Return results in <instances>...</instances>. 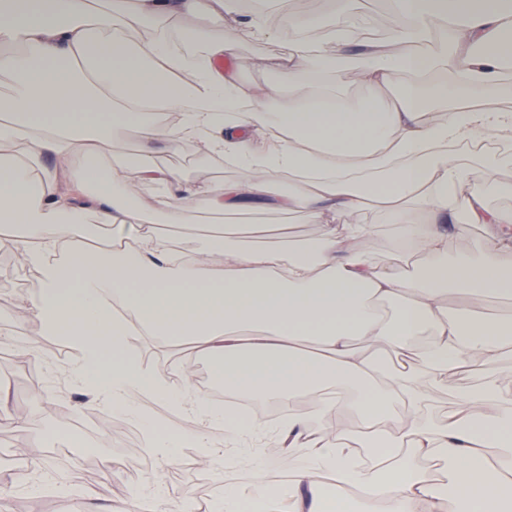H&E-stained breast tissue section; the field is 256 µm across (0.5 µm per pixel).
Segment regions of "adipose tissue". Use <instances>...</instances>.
<instances>
[{
	"instance_id": "obj_1",
	"label": "adipose tissue",
	"mask_w": 512,
	"mask_h": 512,
	"mask_svg": "<svg viewBox=\"0 0 512 512\" xmlns=\"http://www.w3.org/2000/svg\"><path fill=\"white\" fill-rule=\"evenodd\" d=\"M330 5L338 23L318 44L300 36L317 16L287 17L294 37L268 67L292 75L303 66L309 76L272 97L229 66L235 28L275 35L263 12L242 13L236 0H109L103 14L90 0H0V73L12 78L0 101V247L37 272L30 308L66 338L70 379L104 412H135L144 393L205 408L188 381L172 383L129 355L131 334L193 340L233 397L294 404L313 395L307 411L292 407L277 425L286 459L306 453L279 493L266 482L270 462L243 452L267 435L262 418L211 413L231 439L226 451L208 450L203 434L145 423L164 463L176 449L203 448L213 469L248 468L251 481L226 488L212 512H240L246 501L263 512H448L452 495L465 512H512V378L499 369L512 359V323L487 312L491 300H512V209L466 193L479 178L512 196V181L476 172L451 150L512 129L511 109L478 101L512 73V0H393L388 47L361 34L352 0ZM192 16L209 21L188 32L205 48L193 61L169 34ZM346 71L361 89L350 100L326 78ZM431 96L453 105L429 108ZM130 130L145 143L231 157L254 177L199 196L148 157L113 159ZM138 182L166 191L147 204ZM369 204L393 226L390 260L359 248L373 234L357 221ZM269 208L326 230L287 250L236 246L251 233L236 226L208 235L185 264L155 233L200 211ZM90 224L131 233L90 246L81 241ZM469 224L483 228L481 250L451 248ZM410 262L419 275H405ZM453 305L464 317L450 315ZM466 365L479 368V384L447 415L425 416L428 385ZM321 415L328 426L311 431ZM381 442L373 465L352 468ZM430 462L447 465L451 492L428 476ZM319 472L355 496L326 495ZM90 512L190 507L171 504L153 481L121 507Z\"/></svg>"
}]
</instances>
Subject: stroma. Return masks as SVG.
<instances>
[{
    "mask_svg": "<svg viewBox=\"0 0 512 512\" xmlns=\"http://www.w3.org/2000/svg\"><path fill=\"white\" fill-rule=\"evenodd\" d=\"M278 29L274 39H260L249 30L234 33L237 43V62L242 76L268 92H277L285 80L266 69L268 60L288 49V28L283 18L270 19ZM150 152L157 163L170 167L197 190L206 191L217 182L246 183L252 180L251 169L225 161L220 155H202L187 145L142 147L135 135L129 134L115 147V157L135 161L143 152ZM465 164L478 170H497L499 176L512 180V138L495 142H473L462 152ZM250 224L285 229L287 241L297 244L322 234L324 227L308 223L304 214L262 212L226 215L203 213L198 223L182 226L157 225L159 234L167 237L177 248L192 252L201 248L203 235L216 225ZM36 274L19 264L13 252L0 251V380L10 387V405L6 416L9 426L0 429V474L23 479L14 451L18 448H39L43 454L40 464L50 477L33 495L19 494L9 501L11 512H33L42 506L46 512H78L85 497L108 504L128 499L158 474H166L164 488L168 498L176 503L196 502L201 494L211 501L221 500L225 478L214 470L186 466L184 462L163 465L156 456L142 458L138 468L124 471L110 461V450L144 446L145 436L139 421L124 411L104 413L92 403L86 391L72 388L58 367L68 360V353H56L51 346L43 351L54 367L40 369L38 362L26 360L23 347L29 339L41 335L37 316L24 309L27 299L37 289ZM130 352L145 366L178 381V368L190 364L195 376L209 374L210 364L199 358H188L185 348L155 345L133 339ZM50 397V406L39 405L37 396ZM81 424L82 436L93 447L91 456L69 452L57 456L54 448L67 436L66 425ZM66 484L69 496H61L58 484Z\"/></svg>",
    "mask_w": 512,
    "mask_h": 512,
    "instance_id": "35a3bbf8",
    "label": "stroma"
}]
</instances>
